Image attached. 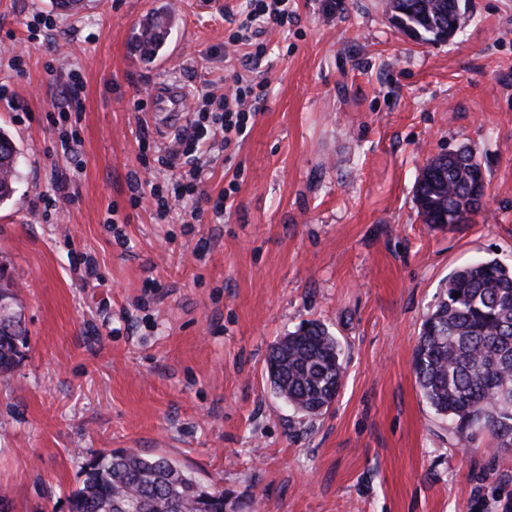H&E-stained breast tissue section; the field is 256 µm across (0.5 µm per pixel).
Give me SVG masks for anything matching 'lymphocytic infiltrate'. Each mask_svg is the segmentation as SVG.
<instances>
[{
    "mask_svg": "<svg viewBox=\"0 0 512 512\" xmlns=\"http://www.w3.org/2000/svg\"><path fill=\"white\" fill-rule=\"evenodd\" d=\"M293 17L290 0H249V8L235 23V29L228 37L230 47H251L254 56L265 55L268 45L265 34L273 30L286 29ZM225 92L209 88L202 92L204 102L215 104V111L195 113L189 126L176 135L170 144L151 143L146 133H139L138 143L141 151L152 152L159 163L170 167L176 161L187 158L191 164L184 171L182 180L173 197L161 196L159 190H152L160 214L171 210V199H182L193 195L210 205L215 214H223L231 198L230 193L211 196L206 192L201 180L202 166L197 160L205 144H221L230 147L233 143L245 139L251 125V119L263 99L265 83L255 81L249 75L234 72L225 75Z\"/></svg>",
    "mask_w": 512,
    "mask_h": 512,
    "instance_id": "1",
    "label": "lymphocytic infiltrate"
}]
</instances>
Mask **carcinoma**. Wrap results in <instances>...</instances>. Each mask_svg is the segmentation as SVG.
Segmentation results:
<instances>
[{
  "mask_svg": "<svg viewBox=\"0 0 512 512\" xmlns=\"http://www.w3.org/2000/svg\"><path fill=\"white\" fill-rule=\"evenodd\" d=\"M460 0H389L402 10L401 29L428 42L434 30L463 26ZM15 143L0 132V202L18 179ZM478 152L439 153L429 160L415 188L426 224L456 230L473 209ZM23 335L0 333V375L16 367ZM266 368L273 392L297 413L324 414L343 385L342 350L328 327L307 321L270 349ZM413 373L422 398L448 420L462 443L487 435L512 448V265L479 259L448 277L421 327ZM68 512H240V504L172 459L116 450L91 457L82 485L68 498Z\"/></svg>",
  "mask_w": 512,
  "mask_h": 512,
  "instance_id": "carcinoma-1",
  "label": "carcinoma"
}]
</instances>
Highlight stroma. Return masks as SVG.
<instances>
[{
    "label": "stroma",
    "instance_id": "obj_1",
    "mask_svg": "<svg viewBox=\"0 0 512 512\" xmlns=\"http://www.w3.org/2000/svg\"><path fill=\"white\" fill-rule=\"evenodd\" d=\"M445 44L415 41L385 0H292L266 55L224 43L247 0H0V130L20 152L0 205V278L28 336L0 376V497L67 512L93 455H166L250 512H512V450L459 442L412 371L421 324L458 268L512 264V0H468ZM53 18L30 38L35 16ZM21 47L22 66L11 63ZM63 67L49 73L52 59ZM267 81L247 137L213 148L205 187L224 216L162 221L130 209L145 169L134 104L155 84L195 93L227 69ZM80 112L50 120L68 70ZM76 131L77 155L59 135ZM475 148L484 209L458 232L425 224L418 174ZM76 201L45 212L58 176ZM116 212H109V205ZM99 280L84 282L79 254ZM318 320L343 353L326 414L270 387V347Z\"/></svg>",
    "mask_w": 512,
    "mask_h": 512
}]
</instances>
